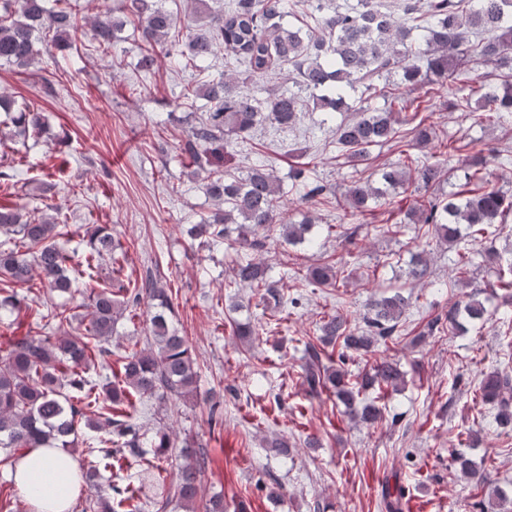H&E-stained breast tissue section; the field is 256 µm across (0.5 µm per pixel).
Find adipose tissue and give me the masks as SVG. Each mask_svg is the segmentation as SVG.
<instances>
[{
    "label": "adipose tissue",
    "mask_w": 512,
    "mask_h": 512,
    "mask_svg": "<svg viewBox=\"0 0 512 512\" xmlns=\"http://www.w3.org/2000/svg\"><path fill=\"white\" fill-rule=\"evenodd\" d=\"M77 473L76 461L61 449L33 448L18 459L13 479L27 512H70Z\"/></svg>",
    "instance_id": "adipose-tissue-1"
}]
</instances>
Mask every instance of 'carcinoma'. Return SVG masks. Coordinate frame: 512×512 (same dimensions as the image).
Instances as JSON below:
<instances>
[{
	"label": "carcinoma",
	"mask_w": 512,
	"mask_h": 512,
	"mask_svg": "<svg viewBox=\"0 0 512 512\" xmlns=\"http://www.w3.org/2000/svg\"><path fill=\"white\" fill-rule=\"evenodd\" d=\"M311 22L294 25L287 18L295 15L297 4L289 0H233L224 11L212 9L199 0L197 24L189 28L185 42L169 40L176 32L178 18L156 0H130L133 14L142 28L146 43L139 61L141 70L151 71L157 53H163L177 69L199 67L211 55L224 49L233 53L245 72L221 76L203 84L189 82L183 95L206 100V116L191 126L179 145L197 170L205 175L206 193L217 209L207 219L188 224L184 234L209 248L226 240L230 246L258 251L280 231L288 244L308 241L306 234L316 217L305 215L299 222L289 219V190L269 164H253L239 177L224 173V147L243 140L259 123L279 129L293 126L301 111V94L312 98L313 107L325 114L323 122L336 123V148L354 165L363 162L374 147L406 143L426 148L437 133L428 117L422 115L421 102L411 93L426 86L431 94L446 87L448 77L480 60L510 72L491 81L479 76L464 102L448 103V110L470 112L478 123L488 118L498 124L512 114V0H394L377 4L373 0H310ZM0 0V62L19 67L29 65L40 54L38 34L52 35L64 41L84 35L78 4L56 0ZM383 14L385 23L371 29L363 25L365 10ZM479 35L470 44V35ZM93 39L99 46H115V23L103 17L93 25ZM288 66L292 88L270 94L260 100L250 85L269 73ZM360 92L362 103L358 117L349 119L347 99ZM5 112L13 135L26 138L44 128L41 113L27 107L14 108L10 97L0 95V112ZM407 129H401V126ZM404 160L382 170L378 187L360 178H351L336 196L337 206L352 224H362L371 204L389 189L414 187V198L407 219L412 224H430L437 237L457 247L455 270L463 275L472 264V255L462 242L478 243L493 234L491 228L505 224L512 216V193L486 187V161L475 155L463 171L462 189L451 194L441 191L445 183L444 165H418L407 151ZM448 180L456 178L448 169ZM293 181L299 197L306 201L327 198L331 190L318 181H306L305 171L297 169ZM236 237H231L232 233ZM0 309H32L37 321L55 324V330H73V334L52 340L50 336H10L0 347V463L12 465L31 448H61L69 453L78 441L79 424L89 429H105L101 445L100 467L81 473L86 486H99L101 470H112V448L118 445L132 456L140 452L139 430L132 423L130 409L135 400L160 392L180 400L194 398L197 371L190 354L189 339L169 325L172 305L165 289L151 279L140 282L122 279L123 266L116 253L122 245L101 227L89 239L83 258L75 260L61 243L71 238L47 220L25 217L20 209L0 205ZM111 267L108 283L91 273L102 260ZM40 275V287L49 294H69L76 277L81 282L82 302L90 309L84 327L73 326L76 315L68 308L45 312L40 302L30 305L19 296L16 287L29 285L33 271ZM429 275L426 259L412 256L407 276L421 280ZM308 279L322 286L339 287L338 271L329 263L308 268ZM231 284L236 288H256L260 299L280 308L288 299L268 276V268L254 260L239 261ZM148 298L154 301L150 316L148 347L126 348L119 355V372L105 377L99 385L92 373L97 358L112 355L103 347L114 333L123 308L134 307ZM409 299L400 293L375 301L364 317V326L352 328L343 315L325 316L320 323L317 343L305 344L307 366L303 383L312 394L330 391L352 418L375 423L382 418L375 402L362 400L369 390L397 389L404 373L391 360L375 362L356 380L344 368L322 365L321 355L328 347L369 354L374 345L394 335ZM487 310L480 300L470 297L462 306L448 310V326L462 330L485 321ZM512 372L496 370L484 376L475 390L477 405L493 406V420L499 427L512 426ZM157 460L168 459L172 443L160 430L153 442ZM185 462L176 481L167 483L161 467L139 474L141 485L155 488L153 505L166 512L169 505L184 512H197L200 476L205 459L181 450ZM455 462L464 476L477 484H486V476L475 463L460 454ZM114 495L105 499L89 495L82 512H139V488L109 485ZM405 490L385 484L382 501L386 512H402Z\"/></svg>",
	"instance_id": "cac0c4a2"
}]
</instances>
